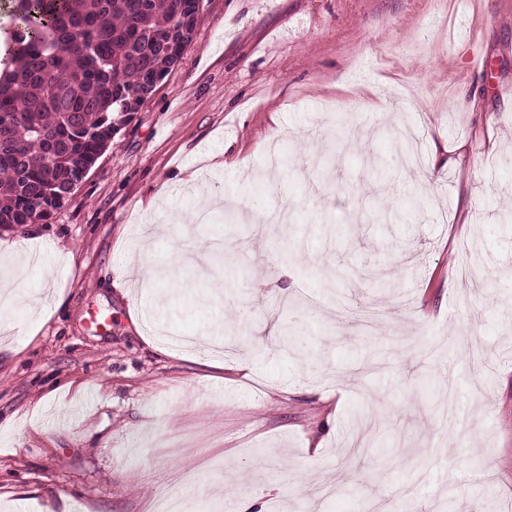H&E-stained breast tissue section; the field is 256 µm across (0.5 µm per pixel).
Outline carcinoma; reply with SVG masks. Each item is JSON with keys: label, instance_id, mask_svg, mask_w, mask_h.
Masks as SVG:
<instances>
[{"label": "carcinoma", "instance_id": "1", "mask_svg": "<svg viewBox=\"0 0 512 512\" xmlns=\"http://www.w3.org/2000/svg\"><path fill=\"white\" fill-rule=\"evenodd\" d=\"M0 24V224H39L172 71L191 0H9Z\"/></svg>", "mask_w": 512, "mask_h": 512}]
</instances>
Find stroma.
I'll return each instance as SVG.
<instances>
[{"label": "stroma", "mask_w": 512, "mask_h": 512, "mask_svg": "<svg viewBox=\"0 0 512 512\" xmlns=\"http://www.w3.org/2000/svg\"><path fill=\"white\" fill-rule=\"evenodd\" d=\"M19 237L0 512H149L192 466L197 512H512V0H204L68 202L0 226ZM124 257L168 275L114 287ZM333 287L385 319L337 322ZM280 300L306 312L286 351L261 331Z\"/></svg>", "instance_id": "obj_1"}]
</instances>
